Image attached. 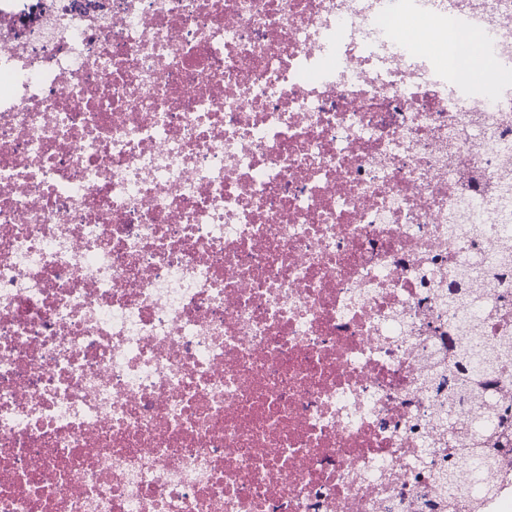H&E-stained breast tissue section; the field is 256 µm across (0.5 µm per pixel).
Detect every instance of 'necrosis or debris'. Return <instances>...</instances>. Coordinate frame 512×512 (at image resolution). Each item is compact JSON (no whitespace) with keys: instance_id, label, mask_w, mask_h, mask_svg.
<instances>
[{"instance_id":"obj_1","label":"necrosis or debris","mask_w":512,"mask_h":512,"mask_svg":"<svg viewBox=\"0 0 512 512\" xmlns=\"http://www.w3.org/2000/svg\"><path fill=\"white\" fill-rule=\"evenodd\" d=\"M403 8L0 0V512H512V0ZM457 377L448 380V394L464 389L465 386L474 387V381L468 380L472 375L470 359L465 349L459 348L456 352Z\"/></svg>"}]
</instances>
